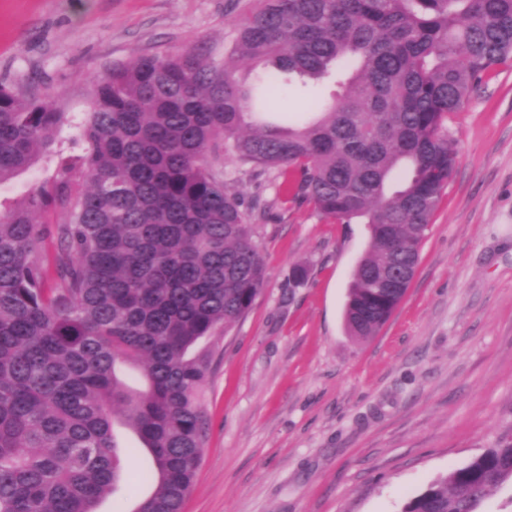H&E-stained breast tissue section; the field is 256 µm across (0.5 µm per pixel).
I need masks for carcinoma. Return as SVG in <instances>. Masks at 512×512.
Listing matches in <instances>:
<instances>
[{"instance_id": "cac0c4a2", "label": "carcinoma", "mask_w": 512, "mask_h": 512, "mask_svg": "<svg viewBox=\"0 0 512 512\" xmlns=\"http://www.w3.org/2000/svg\"><path fill=\"white\" fill-rule=\"evenodd\" d=\"M512 58V0H264L224 62L193 49L92 79L82 155L20 203L0 202V512H98L145 452L131 512H183L203 452L212 345L250 311L266 265L222 149L369 244L345 305L376 334L402 300L455 170L448 115ZM341 93L310 121L256 118L234 61ZM63 113L0 86V185L31 169ZM87 189L74 194L72 174ZM64 209L53 267L36 217ZM138 445H119L114 422ZM512 484V435L430 482L403 512H480Z\"/></svg>"}]
</instances>
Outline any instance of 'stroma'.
<instances>
[{
	"label": "stroma",
	"mask_w": 512,
	"mask_h": 512,
	"mask_svg": "<svg viewBox=\"0 0 512 512\" xmlns=\"http://www.w3.org/2000/svg\"><path fill=\"white\" fill-rule=\"evenodd\" d=\"M258 0H0V83L53 101L61 132L0 186L23 200L59 158L93 76L195 48L223 60ZM453 178L415 276L366 339L344 323L364 224L285 198L276 171L218 168L243 203L267 267L250 312L213 346L202 461L183 512H402L432 480L512 432V65L448 119ZM308 269L291 287L293 266Z\"/></svg>",
	"instance_id": "obj_1"
}]
</instances>
